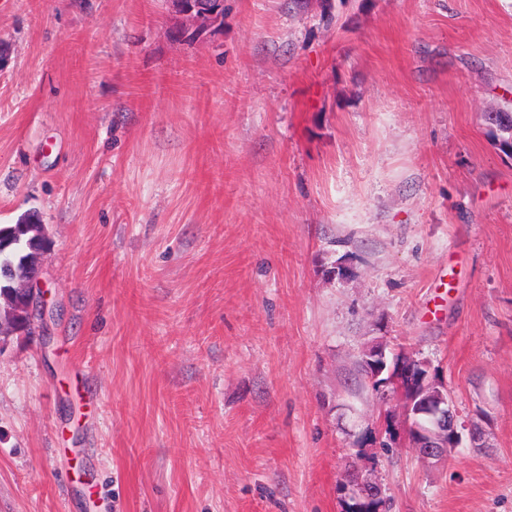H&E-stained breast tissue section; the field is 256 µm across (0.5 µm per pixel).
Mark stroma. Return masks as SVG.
Instances as JSON below:
<instances>
[{"label": "stroma", "instance_id": "stroma-1", "mask_svg": "<svg viewBox=\"0 0 512 512\" xmlns=\"http://www.w3.org/2000/svg\"><path fill=\"white\" fill-rule=\"evenodd\" d=\"M512 0H0V512H512ZM351 268L331 279L338 259ZM386 340L448 387L420 460ZM176 4L179 11L184 15L191 17L202 19L204 21L214 22L216 19V14L219 8H216V5L223 2V0H170ZM195 16V17H192ZM206 19H204V18ZM16 224L25 225L23 234L26 238L23 242L20 233L15 231L9 235L7 230L1 231V228L10 227L9 224L0 225V252L14 244L21 247V258L17 264L3 267L0 264V329L7 325L15 330L14 334L43 325L48 304L42 278L43 267L40 264L47 247L44 224L29 218V214L24 215ZM387 344L382 340L368 343L362 350V355L370 364V375L372 380H376L382 373L387 360Z\"/></svg>", "mask_w": 512, "mask_h": 512}]
</instances>
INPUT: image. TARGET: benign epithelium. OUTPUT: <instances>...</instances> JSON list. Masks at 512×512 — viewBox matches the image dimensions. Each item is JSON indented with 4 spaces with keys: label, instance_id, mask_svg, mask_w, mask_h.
<instances>
[{
    "label": "benign epithelium",
    "instance_id": "benign-epithelium-1",
    "mask_svg": "<svg viewBox=\"0 0 512 512\" xmlns=\"http://www.w3.org/2000/svg\"><path fill=\"white\" fill-rule=\"evenodd\" d=\"M179 11L188 17H202L213 22L223 0H171ZM19 223L25 225L24 235H11L0 231V250L17 244L21 247V258L17 263L0 266V329L8 326L17 333L27 332L36 325L44 324L47 295L42 278L40 259L47 247V235L40 221L25 215ZM362 355L370 364V375L377 379L387 360V344L381 340L367 344ZM430 370L429 365L416 360L406 368L405 377L414 386L418 402L403 399L402 416L408 423L410 442L418 450L420 459L428 461L448 456L458 447L460 435L452 399L447 388L420 373Z\"/></svg>",
    "mask_w": 512,
    "mask_h": 512
}]
</instances>
